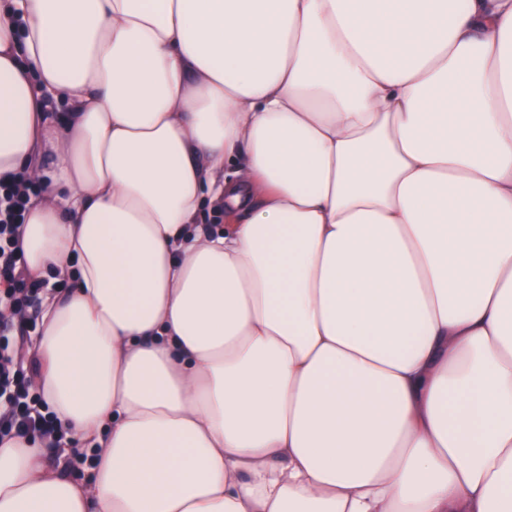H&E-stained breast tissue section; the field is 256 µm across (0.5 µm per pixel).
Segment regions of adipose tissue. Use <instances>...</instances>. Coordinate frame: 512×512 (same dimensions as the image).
<instances>
[{
	"instance_id": "1",
	"label": "adipose tissue",
	"mask_w": 512,
	"mask_h": 512,
	"mask_svg": "<svg viewBox=\"0 0 512 512\" xmlns=\"http://www.w3.org/2000/svg\"><path fill=\"white\" fill-rule=\"evenodd\" d=\"M12 174L0 512H512V0H0ZM36 183L25 175L0 182V439L39 433L59 439L57 419L40 394H31L39 361L24 337L9 336L15 317L22 318L37 289L28 288L18 253L24 223ZM3 288V291H2ZM44 409L45 412H42ZM47 411V412H46ZM38 288L37 293V299L34 303V305L29 308L28 310V320L25 323H20L18 321H15V328L13 331V334L15 336H19L21 334V329H24V335L29 334L31 338V342L33 345V348L35 349V341H36V335L38 334V322H39V310H40V304L41 299L44 294H48L51 292H62L64 288H66L65 284L61 283H49V280L45 281L44 285H40ZM35 322L36 328L33 330L31 328L32 323Z\"/></svg>"
}]
</instances>
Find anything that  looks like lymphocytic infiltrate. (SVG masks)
Masks as SVG:
<instances>
[{"instance_id": "lymphocytic-infiltrate-1", "label": "lymphocytic infiltrate", "mask_w": 512, "mask_h": 512, "mask_svg": "<svg viewBox=\"0 0 512 512\" xmlns=\"http://www.w3.org/2000/svg\"><path fill=\"white\" fill-rule=\"evenodd\" d=\"M35 182L18 175L0 182V439L37 433L58 438L55 417L40 395L31 391L39 361L26 340L10 331L34 298L18 253L22 226Z\"/></svg>"}]
</instances>
